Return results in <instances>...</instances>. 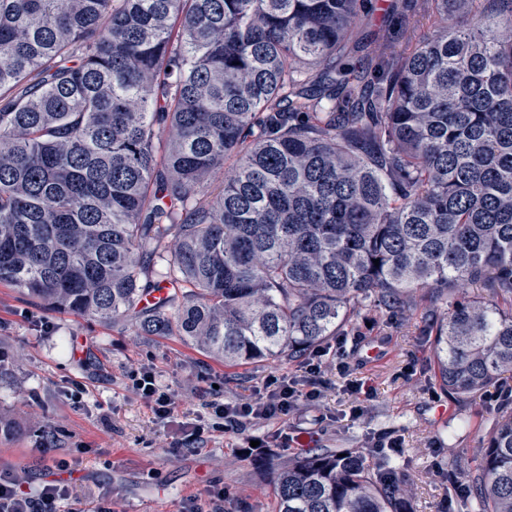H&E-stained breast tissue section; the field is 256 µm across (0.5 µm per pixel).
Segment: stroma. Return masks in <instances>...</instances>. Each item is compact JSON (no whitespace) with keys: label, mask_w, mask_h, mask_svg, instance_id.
<instances>
[{"label":"stroma","mask_w":512,"mask_h":512,"mask_svg":"<svg viewBox=\"0 0 512 512\" xmlns=\"http://www.w3.org/2000/svg\"><path fill=\"white\" fill-rule=\"evenodd\" d=\"M426 308L368 312L347 338L349 369L329 372L318 405H301L285 421L189 440L186 427L207 423L213 399L246 397L269 374L302 376L298 362L229 367L172 336H142L119 323L85 320L31 304L0 284V352L12 359L0 381V474L25 471L45 482L52 459L74 462L60 473L72 502L94 512L111 498L117 512H180L186 498L224 492V512H265L267 455L248 449L251 438L287 434L302 448L358 452L382 436L401 441L396 454L409 482L408 512H466L456 494L492 426L500 400L512 396V378L468 399L448 396L435 377ZM152 367L175 396L170 423L155 419L132 394L128 372ZM365 381L368 392L354 390ZM86 389L81 405L69 393ZM363 414L354 419L353 407Z\"/></svg>","instance_id":"35a3bbf8"}]
</instances>
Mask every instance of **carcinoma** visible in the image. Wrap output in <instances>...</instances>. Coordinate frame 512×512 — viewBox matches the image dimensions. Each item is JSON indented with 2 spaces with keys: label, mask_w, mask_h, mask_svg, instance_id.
<instances>
[{
  "label": "carcinoma",
  "mask_w": 512,
  "mask_h": 512,
  "mask_svg": "<svg viewBox=\"0 0 512 512\" xmlns=\"http://www.w3.org/2000/svg\"><path fill=\"white\" fill-rule=\"evenodd\" d=\"M424 2L374 64L370 0H0V283L226 365L424 299L448 393L512 374V0ZM477 452L469 512H512V408ZM268 469L271 512L407 493L384 448Z\"/></svg>",
  "instance_id": "carcinoma-1"
}]
</instances>
